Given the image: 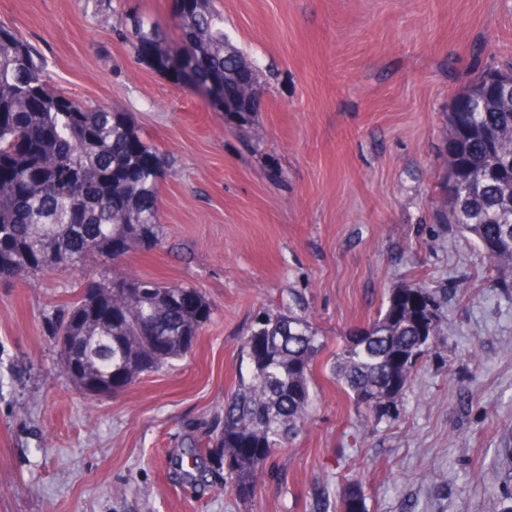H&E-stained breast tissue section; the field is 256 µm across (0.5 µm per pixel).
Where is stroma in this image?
<instances>
[{
    "label": "stroma",
    "mask_w": 512,
    "mask_h": 512,
    "mask_svg": "<svg viewBox=\"0 0 512 512\" xmlns=\"http://www.w3.org/2000/svg\"><path fill=\"white\" fill-rule=\"evenodd\" d=\"M255 66L260 112L238 121L141 59L133 20L178 47L174 0H0V25L42 56L53 88L126 113L171 159L160 242L125 272L197 288L212 315L164 371L88 396L64 374L53 323L85 270L0 281V512H336L345 478L368 512L512 506V288L436 216L448 172V106L512 62V0H214ZM417 278L441 301L432 355L396 413L363 423L330 359ZM299 295L328 345L312 417L263 465L255 497L179 459L218 424L260 309Z\"/></svg>",
    "instance_id": "1"
}]
</instances>
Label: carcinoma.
<instances>
[{"mask_svg": "<svg viewBox=\"0 0 512 512\" xmlns=\"http://www.w3.org/2000/svg\"><path fill=\"white\" fill-rule=\"evenodd\" d=\"M184 44L200 80L214 89L255 69L224 33V15L212 0H177ZM136 49L157 62L163 40L156 23L134 21ZM457 100L472 105L466 126L448 113V174L455 194L442 189L437 216L472 238L494 272L512 288V97L487 95L481 80ZM168 158L147 143L125 113L92 109L48 82L38 51L0 28V279L70 270L96 255L114 260L129 241L150 248L160 221L152 202ZM197 299L193 314L180 295ZM211 316L204 295L118 269L81 282L77 299L53 335L84 343L91 377L112 368L126 383L159 372L192 351ZM148 323L163 339L157 347L141 335ZM438 336L435 292L410 279L389 292L380 315L336 349L331 371L344 392L376 422L388 416L420 360ZM325 336L294 313L263 310L241 347L237 386L224 398L221 424L194 442L185 475L212 460L224 470V486L242 500L254 497L263 464L285 450L304 428L313 404L312 365ZM336 512H368L356 478Z\"/></svg>", "mask_w": 512, "mask_h": 512, "instance_id": "carcinoma-1", "label": "carcinoma"}]
</instances>
